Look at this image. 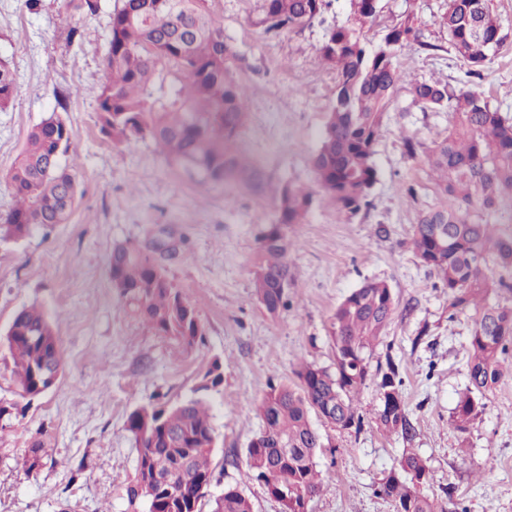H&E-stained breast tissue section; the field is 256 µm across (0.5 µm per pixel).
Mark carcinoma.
I'll return each instance as SVG.
<instances>
[{
    "label": "carcinoma",
    "instance_id": "cac0c4a2",
    "mask_svg": "<svg viewBox=\"0 0 512 512\" xmlns=\"http://www.w3.org/2000/svg\"><path fill=\"white\" fill-rule=\"evenodd\" d=\"M259 24L268 32L294 30L317 19L330 0H262ZM350 21L328 30L319 47L322 62L336 71L335 99L321 145L312 159L319 191L347 217L370 206L377 171L372 161L385 115L403 76L395 65L402 47L425 51L439 46L420 41L411 17L392 26L375 49L367 47L364 27L377 15L378 0H349ZM451 47L481 77L490 48L500 44V23L489 0H448L441 17ZM241 57L224 39L210 0H117L106 38L105 83L95 91L101 132L118 147L149 139L166 159L188 166L214 182L234 181L252 193L264 191L265 175L236 144L244 123L247 94L236 79ZM16 73L0 62V107L19 93ZM425 107L447 109L456 121L448 136L427 149L446 204L421 214L413 246L422 263L448 289L450 307L473 312L468 343V385L452 412L456 431L465 433L483 409L481 399L512 362V306L489 305L492 294H512V234L496 233L480 213L512 199V120L490 108L474 84L458 89L439 83H410ZM71 129L53 114L33 127L8 173L16 205L0 218V235L19 240L46 224H65L77 204L74 169L61 162ZM312 192L292 185L281 189L277 221L260 239L254 288L265 309L287 306L291 243L288 228L302 223ZM508 276L488 274L489 263ZM112 287L131 313L160 336H203L197 307L174 288L165 272L138 246L113 247ZM394 299L387 284L367 283L348 295L333 315L331 339L335 370L306 364L299 383L269 386L257 407L262 426L247 448L249 468L264 483L282 512H307L323 486L316 461L320 435L311 415L326 411L342 429L360 430L353 400L369 377L366 352L387 326ZM21 394L50 389L42 367L62 366L50 317L29 306L13 318L3 337ZM377 389L385 403L377 422L390 433L412 437L398 369H377ZM126 429L138 449L130 502L146 501L148 512H201L204 489L213 477L214 429L203 398L168 404L153 397L135 409ZM167 474L153 484L154 472ZM426 460L408 448L396 460L380 493L395 512H441L425 491ZM212 512H252L250 501L229 486L215 498Z\"/></svg>",
    "mask_w": 512,
    "mask_h": 512
}]
</instances>
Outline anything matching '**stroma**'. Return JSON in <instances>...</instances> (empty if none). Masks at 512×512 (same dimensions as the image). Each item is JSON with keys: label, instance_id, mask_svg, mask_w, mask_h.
I'll return each mask as SVG.
<instances>
[{"label": "stroma", "instance_id": "obj_1", "mask_svg": "<svg viewBox=\"0 0 512 512\" xmlns=\"http://www.w3.org/2000/svg\"><path fill=\"white\" fill-rule=\"evenodd\" d=\"M114 3L98 0L90 15L68 0H39L33 10L25 0H0V60L20 84L18 96L0 108V217L13 206L8 173L28 132L57 112L72 130L68 156L79 190L68 223L18 241L0 238V336L18 311L36 304L50 316L62 351L56 386L24 397L0 345V400L14 406L11 427L0 431V512H147L127 496L138 460L127 417L153 396L171 403L196 397L216 365L223 381L202 394L215 448L214 477L200 508L209 512L211 498L234 486L253 512H281L247 462L262 425L256 406L270 385L294 381L297 363L332 366V316L368 282L389 286L394 312L366 359L373 369L390 360L398 366L415 434L408 441L378 428L381 401L377 379L369 377L354 399L361 432L317 425L324 485L308 512H394L378 489L407 447L426 460L429 490L441 496L444 512H512V372L486 394L470 429L457 432L452 412L467 384L473 319L452 312L447 289L411 247L420 214L443 199L424 155H405L402 139L430 147L447 136L451 116L423 109L408 82L458 87L466 80L467 66L440 24L448 0H378L377 19L363 32L368 47L410 15L423 41L438 50L411 46L396 58L408 80L394 91L374 148L369 208L346 219L317 195L304 222L289 229L293 283L288 309L275 315L253 286L259 239L277 219L281 188L315 181L311 159L336 84L318 49L328 28L347 24L349 0H332L322 21L278 33L259 25V0H212L225 37L243 58L237 77L248 103L237 145L268 175L259 194L205 180L160 156L152 141L115 147L101 134L92 91L106 81ZM490 5L504 39L491 50L478 85L489 105L512 119V0ZM411 183L414 198L405 192ZM161 238L166 248H158ZM117 242L140 246L196 302L202 342L185 349L129 312L109 279ZM36 439L46 454L30 472L24 459ZM462 447L467 456L459 455Z\"/></svg>", "mask_w": 512, "mask_h": 512}]
</instances>
